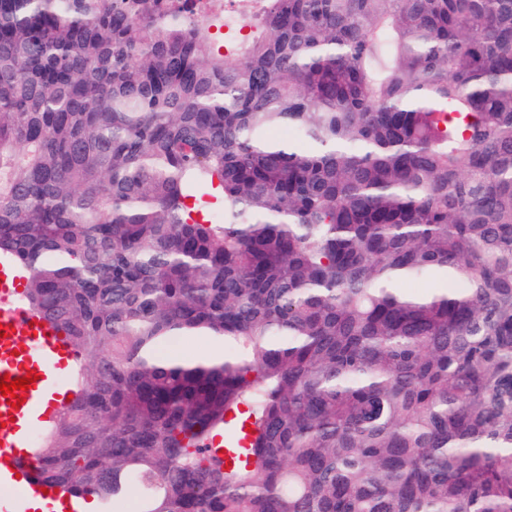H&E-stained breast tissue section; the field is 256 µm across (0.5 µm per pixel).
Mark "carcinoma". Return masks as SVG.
I'll return each mask as SVG.
<instances>
[{"label":"carcinoma","mask_w":512,"mask_h":512,"mask_svg":"<svg viewBox=\"0 0 512 512\" xmlns=\"http://www.w3.org/2000/svg\"><path fill=\"white\" fill-rule=\"evenodd\" d=\"M213 2L0 0V256L81 353L41 478L512 512V0H263L227 53Z\"/></svg>","instance_id":"cac0c4a2"}]
</instances>
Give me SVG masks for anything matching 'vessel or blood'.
<instances>
[{"mask_svg": "<svg viewBox=\"0 0 512 512\" xmlns=\"http://www.w3.org/2000/svg\"><path fill=\"white\" fill-rule=\"evenodd\" d=\"M22 282L10 261H0V326L6 329L0 337V378H20L31 370L39 375L20 407H11L0 395V487L12 493L0 504V512H20L22 505L34 500L51 512L59 491L47 487L38 475L31 447L40 424L68 399L69 389L59 377L62 369L77 361L78 350L27 308Z\"/></svg>", "mask_w": 512, "mask_h": 512, "instance_id": "obj_1", "label": "vessel or blood"}]
</instances>
